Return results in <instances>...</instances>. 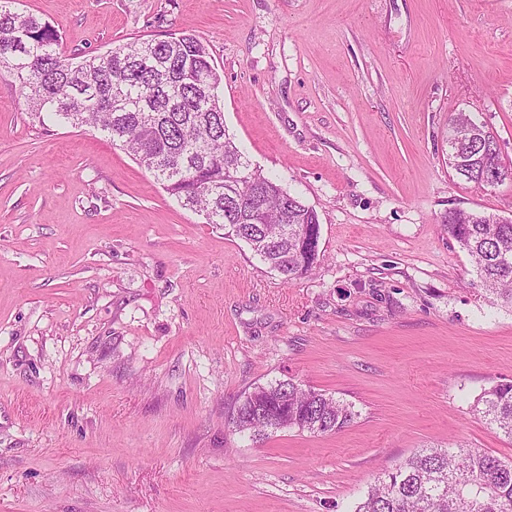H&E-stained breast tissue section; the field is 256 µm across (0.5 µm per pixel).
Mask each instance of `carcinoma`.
<instances>
[{
  "label": "carcinoma",
  "mask_w": 512,
  "mask_h": 512,
  "mask_svg": "<svg viewBox=\"0 0 512 512\" xmlns=\"http://www.w3.org/2000/svg\"><path fill=\"white\" fill-rule=\"evenodd\" d=\"M0 0V72L24 93L39 124L89 127L128 152L182 207L246 242L289 283L310 273L319 254L299 239L320 235L317 212L251 167L224 125L221 77L194 34L136 39L103 54L72 56L46 21ZM448 164L467 182H512L487 125L465 112L448 121ZM448 237L475 263L485 290L512 306V219L448 211ZM476 412L512 441V382L484 390ZM354 406L288 380L258 385L230 416L253 440L281 430L330 434L355 422ZM353 512H512V461L450 443L422 448L381 471Z\"/></svg>",
  "instance_id": "carcinoma-1"
}]
</instances>
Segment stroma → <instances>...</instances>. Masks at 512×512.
Segmentation results:
<instances>
[{"label":"stroma","mask_w":512,"mask_h":512,"mask_svg":"<svg viewBox=\"0 0 512 512\" xmlns=\"http://www.w3.org/2000/svg\"><path fill=\"white\" fill-rule=\"evenodd\" d=\"M65 51L200 36L253 167L318 213L284 282L104 135L33 123L0 75V512H350L375 476L460 442L512 461L475 410L512 380L449 210L512 217V183L448 165V120L512 163V0H19ZM293 379L343 431L253 442L230 415Z\"/></svg>","instance_id":"obj_1"}]
</instances>
